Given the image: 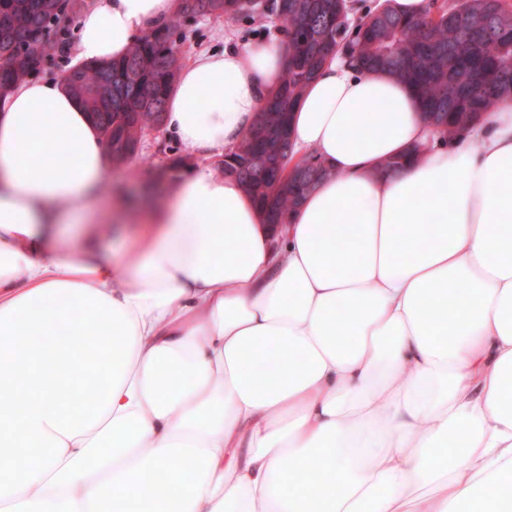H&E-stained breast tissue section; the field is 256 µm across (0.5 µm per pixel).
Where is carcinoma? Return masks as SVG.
<instances>
[{
    "label": "carcinoma",
    "mask_w": 512,
    "mask_h": 512,
    "mask_svg": "<svg viewBox=\"0 0 512 512\" xmlns=\"http://www.w3.org/2000/svg\"><path fill=\"white\" fill-rule=\"evenodd\" d=\"M78 8L76 0H0V94L60 51V35ZM354 9L350 0H271L266 6L260 0H183L182 10L139 38L124 59L72 69L68 85L112 145V163L119 164L133 158L137 134L160 122L180 67L176 35L182 19L274 15L288 47L277 90L261 105L249 133L224 154L218 171L235 177L270 213V223L283 224L325 175L324 168L310 164L311 156L290 165L288 122L329 56L344 51L363 68L409 83L424 118L449 140L512 100V7L505 0H472L463 22L449 0H432L424 17L384 7L353 24ZM23 33L40 46V55L22 47Z\"/></svg>",
    "instance_id": "obj_1"
}]
</instances>
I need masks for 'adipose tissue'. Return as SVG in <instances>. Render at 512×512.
Segmentation results:
<instances>
[{"instance_id": "1", "label": "adipose tissue", "mask_w": 512, "mask_h": 512, "mask_svg": "<svg viewBox=\"0 0 512 512\" xmlns=\"http://www.w3.org/2000/svg\"><path fill=\"white\" fill-rule=\"evenodd\" d=\"M179 7L96 0L73 66ZM285 51L180 68L164 132L199 162L134 224L65 75L0 95V512H512V102L448 141L408 83L332 59L290 132L327 175L275 232L204 160Z\"/></svg>"}]
</instances>
